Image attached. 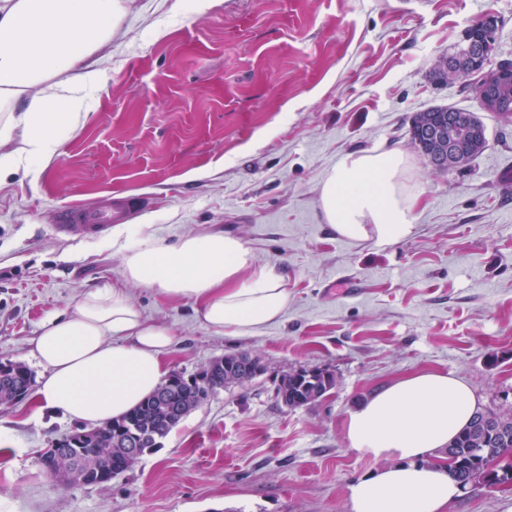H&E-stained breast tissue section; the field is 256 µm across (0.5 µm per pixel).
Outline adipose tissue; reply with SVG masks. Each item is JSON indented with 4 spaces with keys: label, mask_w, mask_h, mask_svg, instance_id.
<instances>
[{
    "label": "adipose tissue",
    "mask_w": 512,
    "mask_h": 512,
    "mask_svg": "<svg viewBox=\"0 0 512 512\" xmlns=\"http://www.w3.org/2000/svg\"><path fill=\"white\" fill-rule=\"evenodd\" d=\"M134 2L0 0V179L46 168L86 120L89 96L104 79L99 54ZM410 169L396 148L342 155L319 187L326 223L341 237L378 246L409 238L421 197L409 185ZM111 244L125 284L192 302L213 333L250 332L288 306L284 275L256 265L233 234L187 233L171 245L152 233L131 242L118 228ZM175 341V331L144 318L122 288L96 289L33 339L30 355L43 369L33 398L39 410L70 421L118 419L165 380ZM480 410L468 383L430 371L356 405L343 434L380 465L348 486L350 512H446L461 486L433 455Z\"/></svg>",
    "instance_id": "obj_1"
}]
</instances>
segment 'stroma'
<instances>
[{
	"instance_id": "35a3bbf8",
	"label": "stroma",
	"mask_w": 512,
	"mask_h": 512,
	"mask_svg": "<svg viewBox=\"0 0 512 512\" xmlns=\"http://www.w3.org/2000/svg\"><path fill=\"white\" fill-rule=\"evenodd\" d=\"M176 0H136L101 60L89 115L36 176L0 182V362L40 375V327L90 291L121 284L111 233L61 237L60 207L108 194L160 198L150 224L238 235L286 277L280 319L219 336L190 302L126 288L145 318L173 326L170 371L225 354L265 372L211 396L132 468L103 485L61 487L39 458L77 422L31 396L0 404V512H349L347 486L379 462L351 448L347 412L420 371L469 383L487 410L512 406V123L486 112L473 78L431 79L468 29L497 20L492 63L512 61V0H217L195 16ZM163 36H156V29ZM474 112L488 145L462 171L414 151L413 113ZM397 148L422 190L407 240L354 243L325 223L319 184L344 153ZM324 368L332 389L291 409L278 377ZM448 512H512V484L470 485Z\"/></svg>"
}]
</instances>
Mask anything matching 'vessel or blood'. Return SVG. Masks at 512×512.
Listing matches in <instances>:
<instances>
[{
  "mask_svg": "<svg viewBox=\"0 0 512 512\" xmlns=\"http://www.w3.org/2000/svg\"><path fill=\"white\" fill-rule=\"evenodd\" d=\"M149 204V199L140 196L107 195L91 210L81 206L64 209L56 230L63 235L74 232L98 234L112 225L130 222Z\"/></svg>",
  "mask_w": 512,
  "mask_h": 512,
  "instance_id": "1",
  "label": "vessel or blood"
}]
</instances>
